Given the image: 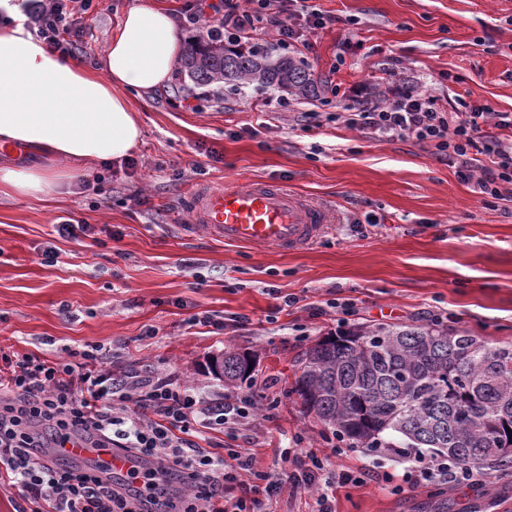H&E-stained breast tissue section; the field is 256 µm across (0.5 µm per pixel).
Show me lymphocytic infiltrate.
I'll return each instance as SVG.
<instances>
[{
  "mask_svg": "<svg viewBox=\"0 0 512 512\" xmlns=\"http://www.w3.org/2000/svg\"><path fill=\"white\" fill-rule=\"evenodd\" d=\"M93 0H49L28 13L46 44L77 57L82 14ZM205 26L208 37L249 42L273 35L282 49L311 50L319 30L331 24L306 0H200L184 18ZM487 107L466 106L455 112L441 107L430 93L396 95L370 103L353 99L347 111L326 119L343 123L364 137L383 141L412 140L439 160L454 159L461 180L474 182L482 201L498 200L512 185V142L485 131ZM320 113H304L307 127L320 126ZM100 348L67 349L65 358L48 361L33 354L6 360L0 367V478H7L24 499L44 503L49 512H263L283 482L298 490H318L317 512H332L320 485L360 484L373 470H330L327 457L296 449L281 451L288 472L262 470L244 448L217 455L197 445V425L224 431L249 425L257 398L246 393L230 399H207L193 388L173 385L153 375H113L101 366ZM90 448H116L142 462L122 482L104 476L98 465L63 464L56 448L70 438ZM401 476L384 473L414 491L428 482L473 485L483 468L460 465L421 451L403 455ZM251 483H244L242 473Z\"/></svg>",
  "mask_w": 512,
  "mask_h": 512,
  "instance_id": "obj_1",
  "label": "lymphocytic infiltrate"
}]
</instances>
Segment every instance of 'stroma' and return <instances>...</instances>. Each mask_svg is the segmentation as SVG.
I'll list each match as a JSON object with an SVG mask.
<instances>
[{"mask_svg": "<svg viewBox=\"0 0 512 512\" xmlns=\"http://www.w3.org/2000/svg\"><path fill=\"white\" fill-rule=\"evenodd\" d=\"M137 0H94L83 17V56L96 65ZM339 24L320 30L302 59L323 83L378 87L395 68L399 90H429L460 103L512 113V0H310ZM230 85L196 87L173 75L135 97L143 128L136 168L94 166L54 200L0 195V355L53 361L63 349L101 345L108 367L145 368L204 397H236L205 371L224 348L256 356L251 389L277 398L274 418L256 417L207 445H248L260 468L281 448L329 456L332 469L368 462L363 448L331 455L324 426L307 415L292 384L303 352L340 322L419 324L435 317L488 345L512 342V190L483 204L457 166L412 141L374 142L344 124L307 130L301 112H341L330 91L303 100ZM107 176L96 193L97 176ZM272 178L335 211L304 249L227 245L192 223L199 185ZM141 192L142 204L129 196ZM89 232L59 237L66 216ZM56 262L43 260L46 249ZM297 297L276 312L278 296ZM349 300L343 317L331 300ZM206 313H236L246 328L215 334L189 326ZM336 512H512V469L476 486L398 492L382 481L333 486Z\"/></svg>", "mask_w": 512, "mask_h": 512, "instance_id": "1", "label": "stroma"}]
</instances>
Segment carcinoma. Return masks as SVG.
I'll return each mask as SVG.
<instances>
[{
  "label": "carcinoma",
  "instance_id": "carcinoma-1",
  "mask_svg": "<svg viewBox=\"0 0 512 512\" xmlns=\"http://www.w3.org/2000/svg\"><path fill=\"white\" fill-rule=\"evenodd\" d=\"M179 70L197 85L319 93L306 63L222 39L191 44ZM294 391L306 413L353 445L429 448L512 469V342L487 347L436 321L358 326L305 352Z\"/></svg>",
  "mask_w": 512,
  "mask_h": 512
}]
</instances>
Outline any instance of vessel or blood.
Segmentation results:
<instances>
[{
    "label": "vessel or blood",
    "instance_id": "obj_1",
    "mask_svg": "<svg viewBox=\"0 0 512 512\" xmlns=\"http://www.w3.org/2000/svg\"><path fill=\"white\" fill-rule=\"evenodd\" d=\"M195 224L227 244L288 252L312 244L332 213L278 182L254 179L232 187L202 186L190 197Z\"/></svg>",
    "mask_w": 512,
    "mask_h": 512
}]
</instances>
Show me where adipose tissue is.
Segmentation results:
<instances>
[{
  "mask_svg": "<svg viewBox=\"0 0 512 512\" xmlns=\"http://www.w3.org/2000/svg\"><path fill=\"white\" fill-rule=\"evenodd\" d=\"M0 15V144L66 163L0 166V190L50 199L93 165L128 157L142 138L130 94L166 86L184 52L170 13L138 0L93 68L52 51L23 0H0Z\"/></svg>",
  "mask_w": 512,
  "mask_h": 512,
  "instance_id": "1",
  "label": "adipose tissue"
}]
</instances>
